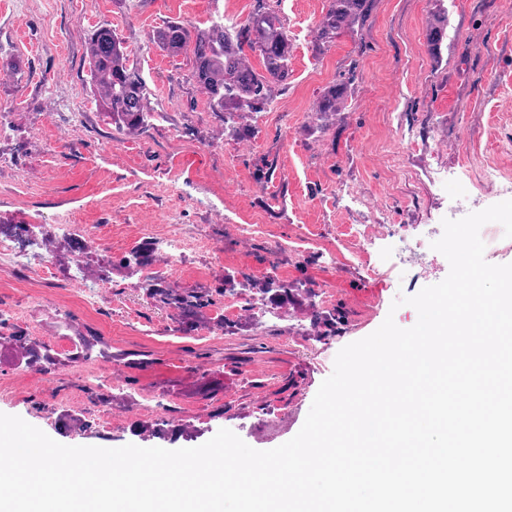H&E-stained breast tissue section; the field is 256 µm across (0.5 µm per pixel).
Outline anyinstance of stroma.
<instances>
[{"label":"stroma","instance_id":"1","mask_svg":"<svg viewBox=\"0 0 512 512\" xmlns=\"http://www.w3.org/2000/svg\"><path fill=\"white\" fill-rule=\"evenodd\" d=\"M254 0H0V224L28 218L20 266L0 268V413L21 417L68 446L179 449L222 428L257 450L299 432L337 353L386 317L415 325L400 296L442 281L447 259L431 249L449 211L458 216L512 199L505 189L464 203L468 183L497 165L512 182V0H444L448 31L433 62L425 35L434 0H374L358 40L322 55L312 45L325 0H276L292 42L291 74L270 111L232 139L188 83L190 54L149 42L169 21L200 26L215 12L244 23ZM108 24L126 41L147 84L154 117L128 136L107 123L87 83L91 31ZM20 58L21 71L7 62ZM352 76L346 111L314 129L326 86ZM468 171L469 181L459 172ZM173 211L202 247L179 271L160 240L157 214ZM69 216L80 233L58 231ZM241 224L264 225L250 239ZM353 224H384L406 244L416 283L384 276L396 259L382 241L352 263L333 249ZM315 238L294 249L305 231ZM87 242L73 252L74 240ZM148 246L155 262H120ZM53 281L35 273L42 255ZM286 278L288 302L262 299ZM205 293V322L183 325L157 307L146 281ZM107 291L96 308L94 286ZM241 301L220 313L225 297ZM35 341L49 366L20 356ZM112 416L100 427L96 410ZM85 432H63L61 415ZM175 424L162 438L147 426Z\"/></svg>","mask_w":512,"mask_h":512}]
</instances>
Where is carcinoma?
I'll return each instance as SVG.
<instances>
[{
    "label": "carcinoma",
    "mask_w": 512,
    "mask_h": 512,
    "mask_svg": "<svg viewBox=\"0 0 512 512\" xmlns=\"http://www.w3.org/2000/svg\"><path fill=\"white\" fill-rule=\"evenodd\" d=\"M426 35L429 55L436 61L448 30V9L435 0ZM373 0H326L318 25L313 51L319 55L342 35H355L371 12ZM151 43L170 56L192 51L190 80L207 95L210 112L224 123V134L237 137L249 132L242 123L247 114L270 109L274 87L288 80L292 43L269 0H255L243 24L226 27L215 19L203 28L169 21L154 30ZM261 58V70L250 64L247 52ZM90 77L99 105L112 126L126 135L145 130L153 118L150 93L136 68L130 65L125 41L107 24L97 26L89 41ZM350 81L326 87L314 106L315 129L322 130L347 108ZM155 258L140 250L121 261L123 268H144ZM155 305L171 309L182 324L203 322L201 310L208 304L205 295L177 288H149Z\"/></svg>",
    "instance_id": "1"
}]
</instances>
